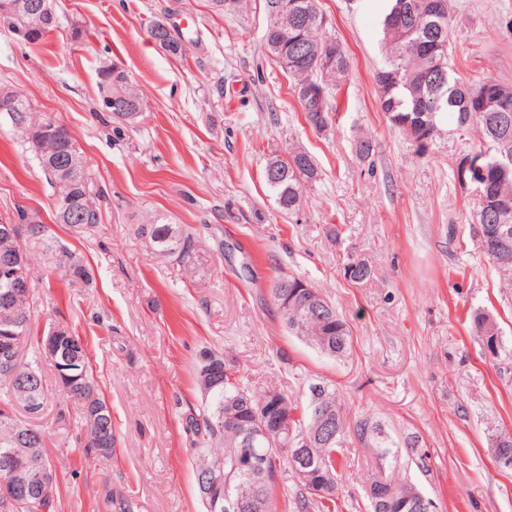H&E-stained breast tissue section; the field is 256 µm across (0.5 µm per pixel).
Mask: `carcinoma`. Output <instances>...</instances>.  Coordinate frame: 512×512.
Segmentation results:
<instances>
[{
  "mask_svg": "<svg viewBox=\"0 0 512 512\" xmlns=\"http://www.w3.org/2000/svg\"><path fill=\"white\" fill-rule=\"evenodd\" d=\"M298 13L295 23L286 30L271 34L269 41L288 46V35L305 36L311 46H337L338 53L330 66H325L307 54H299L288 60L283 68L294 80L298 88L310 82L325 89L323 111L312 112L304 100H298L306 122L312 127H324L332 121V114L338 105L332 93L343 87L349 62L342 43L336 37L325 33V18L318 7V0H296ZM388 12L382 21L383 43L386 53L385 64L375 76L377 88L383 96L378 99L380 109L388 115L395 127L404 121L419 122L423 127L422 136L426 141L433 140L439 125L445 121L454 122L458 128L476 129L481 144L486 146L491 158H497L502 146L512 148V119L503 122L498 113L484 112L479 108L475 93L478 90L503 89L505 85L496 81L479 84L460 80L451 73L450 58L452 48L442 51L439 64L423 55L422 46L433 38L449 43V31L453 22V0H445L443 13L435 14L428 8L427 0H389ZM103 83L111 88L109 95L115 98H128L137 102L138 98L123 89L126 74L118 66L105 68L101 72ZM45 119H36L34 112H21L13 121L14 129L24 141L31 140L32 134L41 129ZM75 149L74 140L67 128L53 123L52 135L43 139L40 151L35 153L40 168L63 154ZM279 164L275 180L265 178L272 190L278 207L283 212L292 213L302 203L305 184L317 181L319 168L312 157L304 152H290L287 157L276 159ZM51 189L69 193L73 199L76 215L69 226L82 229L97 223L96 207L89 195L88 173L80 166L68 173L64 179L54 183L46 180ZM478 228L476 237L478 248L483 256L498 268L497 253L506 242L512 249V165L508 169L493 168L489 171L484 185L480 186L477 201ZM29 224L30 232H40L41 225L27 222L24 211H17L13 224L14 237L0 236V260L3 261L20 249L22 224ZM147 238L166 256L180 263L194 265L199 260V240L192 227L153 222L149 224ZM344 275L356 284L369 280L372 276L370 264L362 259L353 260L344 266ZM32 288L17 292L12 302L0 303V330L17 325L18 341L21 344L35 340L30 312ZM289 333L310 345H315L319 336L327 338L328 348L317 350L336 360H346L352 352V336L347 321L340 316L334 305L312 308L298 313L289 311L283 321ZM473 332L492 346V332L497 324L492 315L478 311L472 319ZM79 357L76 371L78 384L70 388L66 377L58 384L65 389V395L73 400L74 410L87 433L86 450L93 453L101 447V441L114 447L115 436L112 427V414L101 398L94 378L84 342L74 345ZM206 355L216 358L224 367L220 382L201 404L188 410L183 419V431L188 446L193 450L196 467V480L200 481L214 465L224 463V479L233 482L237 497L246 504L242 512H275L273 501L277 488L283 480L294 475L288 458L286 438L273 443L251 440L244 432L243 423H256L264 416L271 404L269 398L277 397L292 404L293 434L313 438V452L319 465L318 486L314 492L299 479H294L299 493L294 499V509L298 512H331L336 507V498L342 486L346 458L343 443L345 436L354 434L363 443H369L376 451V471L372 474L366 490L368 512H414V505L424 497L422 490L412 481L400 475L402 457L410 458L422 471H428L426 459L429 454L419 447L418 438L404 442L400 447L394 444L370 418L352 422L344 412V406L335 386L320 381L322 390L314 396L316 384L308 386L306 402L302 405L283 390L271 389L262 397L252 395L238 370L224 356L208 351ZM47 393L45 380L33 363H15L12 368H0V479L5 476L3 462L16 448H33L43 456L44 437L16 419L11 410L15 405L28 408V399L44 405ZM332 410L333 420L330 430L318 425L316 407ZM251 452L264 453L268 457V473L258 477H242L238 465L243 457ZM57 482L43 489L35 490L24 501L15 502L0 492V512H54Z\"/></svg>",
  "mask_w": 512,
  "mask_h": 512,
  "instance_id": "obj_1",
  "label": "carcinoma"
}]
</instances>
